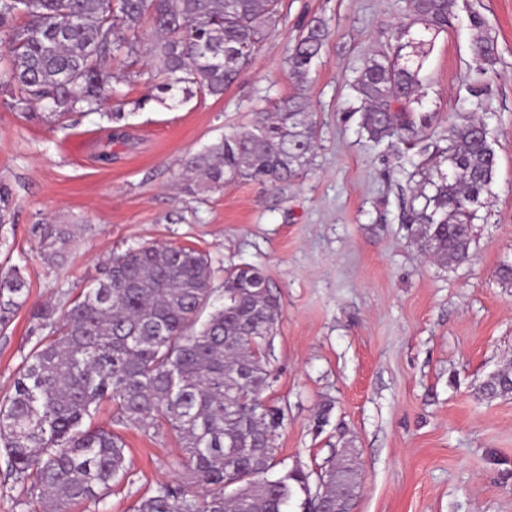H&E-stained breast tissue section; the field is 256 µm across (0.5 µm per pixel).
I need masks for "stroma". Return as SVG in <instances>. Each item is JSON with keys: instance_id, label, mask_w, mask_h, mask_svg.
<instances>
[{"instance_id": "obj_1", "label": "stroma", "mask_w": 512, "mask_h": 512, "mask_svg": "<svg viewBox=\"0 0 512 512\" xmlns=\"http://www.w3.org/2000/svg\"><path fill=\"white\" fill-rule=\"evenodd\" d=\"M452 12L406 105L432 122L393 148L361 130L352 85L409 24L407 0H279L276 30L218 98L149 101L154 71L140 61L100 111L62 125L0 104V183L13 192L0 271L17 266L27 279L24 305L0 331V400L36 342L34 308L75 299L127 249L190 247L211 263L213 304L224 301L225 271L247 265L280 299L267 396L284 412L282 468L303 471L314 491L332 462L352 457L358 485L345 512H512V395L482 391L512 366V282L497 276L512 263V0H454ZM474 14L497 44L484 72L470 52ZM317 17L328 37L300 80L288 49ZM295 93L320 129L301 177L186 191L185 158ZM141 98L146 106L134 108ZM118 108L130 143L113 145L105 164V115ZM472 112L497 155L493 195L474 222L473 260L444 266L424 259L406 216L425 168ZM45 224L76 225L63 258L43 257ZM122 435L130 482L70 512H132L150 488L181 477L167 428Z\"/></svg>"}]
</instances>
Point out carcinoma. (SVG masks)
Returning a JSON list of instances; mask_svg holds the SVG:
<instances>
[{"mask_svg": "<svg viewBox=\"0 0 512 512\" xmlns=\"http://www.w3.org/2000/svg\"><path fill=\"white\" fill-rule=\"evenodd\" d=\"M278 0H0V95L30 121L62 124L76 112L95 111L116 92L141 53L159 82L174 89L220 97L255 56L278 23ZM451 0H408L421 30L408 45L395 36L390 51L368 58L354 85L361 126L371 140L392 145L427 126L428 116L393 105L422 86L427 46L451 26ZM152 39L142 46L140 24ZM470 52L479 66L496 61L494 39L474 14ZM328 36L312 21L288 51L298 79L309 72ZM118 63L114 69L112 63ZM41 111L30 112L31 102ZM111 126L99 159L112 161V145L127 144L121 110L106 113ZM479 119L452 127L448 147L424 174L407 229L442 265L471 258L474 220L493 196L497 157L477 130ZM318 140L310 104L300 94L260 111L248 127L225 135L185 160L195 175L191 192L236 180L272 184L299 177ZM12 191L0 185V227L8 223ZM74 234L49 224L43 256H61ZM264 277L256 266L224 272V304L202 317L212 296L207 256L185 247L141 246L110 260L101 278L69 305H43L31 318L39 329L32 353L0 402V447L7 474L30 482L29 512L50 504L67 512L73 503L101 502L130 477L125 442L112 429L82 428L93 406L112 402L113 420L143 431L166 425L181 444L185 476L160 483L133 512H284L301 491L307 512H336V501L356 484L352 467L332 468L325 490L311 494L297 469L272 479L276 432L283 410L267 402L272 386L268 350L281 316L270 290L247 287ZM27 282L18 267L0 276V331L25 303ZM483 390L512 394L506 367Z\"/></svg>", "mask_w": 512, "mask_h": 512, "instance_id": "obj_1", "label": "carcinoma"}]
</instances>
